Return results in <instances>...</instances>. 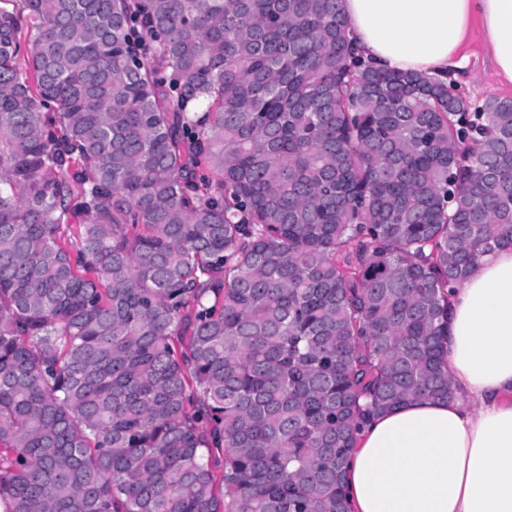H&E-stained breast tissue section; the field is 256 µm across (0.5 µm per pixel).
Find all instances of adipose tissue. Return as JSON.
Here are the masks:
<instances>
[{"instance_id": "ef3b65f1", "label": "adipose tissue", "mask_w": 512, "mask_h": 512, "mask_svg": "<svg viewBox=\"0 0 512 512\" xmlns=\"http://www.w3.org/2000/svg\"><path fill=\"white\" fill-rule=\"evenodd\" d=\"M364 59L447 81L472 19L512 85V0H341ZM455 398L414 400L360 433L350 512H512V248L480 257L452 294Z\"/></svg>"}]
</instances>
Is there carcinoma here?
Instances as JSON below:
<instances>
[{"instance_id":"obj_1","label":"carcinoma","mask_w":512,"mask_h":512,"mask_svg":"<svg viewBox=\"0 0 512 512\" xmlns=\"http://www.w3.org/2000/svg\"><path fill=\"white\" fill-rule=\"evenodd\" d=\"M13 2L4 512H349L360 425L456 394L448 286L512 247V99L465 126L355 55L341 0Z\"/></svg>"}]
</instances>
